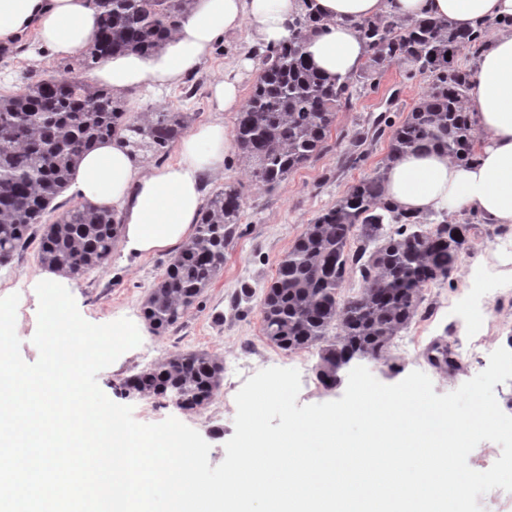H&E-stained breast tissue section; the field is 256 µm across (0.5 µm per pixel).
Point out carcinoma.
Listing matches in <instances>:
<instances>
[{
    "instance_id": "obj_1",
    "label": "carcinoma",
    "mask_w": 512,
    "mask_h": 512,
    "mask_svg": "<svg viewBox=\"0 0 512 512\" xmlns=\"http://www.w3.org/2000/svg\"><path fill=\"white\" fill-rule=\"evenodd\" d=\"M92 2L99 28L79 70L69 68L62 77L48 70L31 74L22 92L0 95V264L26 248L38 227L39 261L48 270L76 278L106 264L120 236L112 212L84 203L44 224L53 200L96 143L125 135L134 148L162 160L190 126L188 112L130 116L119 97L86 82L82 72L118 53L152 55L192 0ZM310 23L308 15L298 18L287 39L263 50V66L235 118L233 147L252 181L268 191L326 149L336 112L353 96V76L330 79L307 54L303 30ZM356 28L367 46L363 78L373 80L382 66L397 63L429 73L432 84L392 131L382 165L306 226L264 292V336L289 353L318 348V378L326 387L336 385L328 365L338 357L365 352L392 360L394 340L419 314L423 289L455 270L470 230L466 223H450L440 235L428 228L430 215L396 211L384 200L383 180L388 164L425 145L458 161L474 157L467 108L472 71L456 65L455 57L465 50L477 54L485 31L393 16ZM243 206L237 183L207 200L193 236L143 303L154 333L178 323L220 274ZM352 274L359 276V288L343 296L340 288ZM446 355L448 345L441 342L427 351L443 370L452 367ZM223 373V363L211 354L186 351L128 377L121 387L200 411L217 395Z\"/></svg>"
}]
</instances>
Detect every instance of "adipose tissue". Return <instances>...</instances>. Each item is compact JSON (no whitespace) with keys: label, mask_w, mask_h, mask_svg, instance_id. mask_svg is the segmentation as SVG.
<instances>
[{"label":"adipose tissue","mask_w":512,"mask_h":512,"mask_svg":"<svg viewBox=\"0 0 512 512\" xmlns=\"http://www.w3.org/2000/svg\"><path fill=\"white\" fill-rule=\"evenodd\" d=\"M308 11L320 21L305 32L306 50L330 78L363 64L366 48L355 25L367 19L430 17L457 29L493 24L472 67L475 160L464 164L432 146L405 154L385 171L384 199L402 213L468 210L482 223L512 227V0H193L160 51L112 56L95 78L116 95L146 83L172 87L198 70L224 34L245 30L275 45ZM32 29L39 48L34 62L46 53L73 60L92 43L98 13L90 0H0V41ZM230 139L222 121L200 125L181 139L178 163L151 169L121 138L103 141L84 154L69 190L117 214L125 252L170 250L192 237L204 204L198 174L223 165Z\"/></svg>","instance_id":"ef3b65f1"}]
</instances>
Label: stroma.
Listing matches in <instances>:
<instances>
[{"instance_id":"obj_1","label":"stroma","mask_w":512,"mask_h":512,"mask_svg":"<svg viewBox=\"0 0 512 512\" xmlns=\"http://www.w3.org/2000/svg\"><path fill=\"white\" fill-rule=\"evenodd\" d=\"M37 39L28 32L16 43L8 57H0V93H12L23 86V72L34 68L63 70L67 62L50 56L41 64L29 61L28 54ZM255 46L247 32L238 31L218 40L199 69L178 87L157 91L141 87L123 94L130 114L168 109L187 112L193 124L216 119L233 128L235 115L215 112L212 85L225 73L236 70L241 59L255 58ZM431 78L409 65L388 64L381 68L375 87H354L352 104L336 115L329 148L293 171L276 190L268 192L252 183L235 149H227L224 166L218 172L201 173L205 194L220 190L225 184L245 187L244 212L239 233L224 255V268L201 298L184 317L162 335L147 334L133 348L120 367H106L97 375L101 390L114 402L133 408V417L143 424H155L174 417L200 433L211 450L209 462L218 465L225 457V443L234 433L235 396L241 386L257 371L268 367H290L292 354L267 341L262 332L261 303L265 287L275 275L278 261L291 248L307 224L325 208L333 205L344 192L371 175L387 153L388 137H381L363 147V155L349 162L350 139L374 119H382L395 128L428 90ZM452 223L470 222L468 244L458 267L448 279L424 288L423 313L394 341L392 355L397 371L373 367L374 377L392 385L404 375L419 370L426 373L436 394H445L484 370L490 354L512 344V286L504 284L491 257V243L496 235L488 225L475 221L471 212L448 214ZM38 243L16 253L0 264V298L19 294L16 334L20 354L33 363L39 351L32 338L38 325L39 299L34 277L42 267L38 261ZM172 258L163 251L138 257L114 247L104 266L68 279L66 288L73 296L81 316L90 323L104 324L142 315V303ZM481 266L479 282L469 279L473 266ZM447 340L457 362L453 372H444L429 364L426 351L437 339ZM205 351L224 363V377L212 403L199 412L181 409L172 399L125 395L124 379L151 367L169 355L184 351ZM308 368L301 374L298 405L333 401L345 388H324L317 380L318 348L304 350Z\"/></svg>"}]
</instances>
